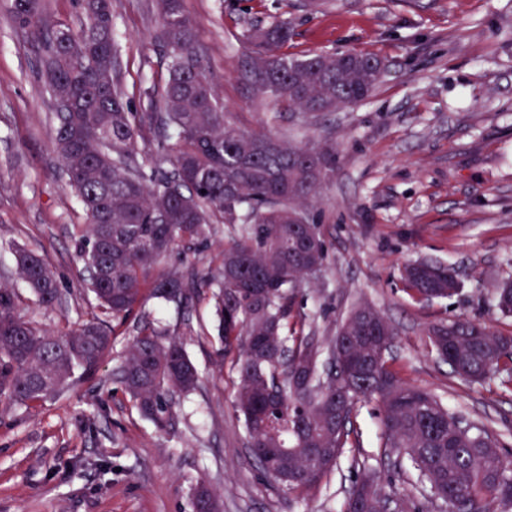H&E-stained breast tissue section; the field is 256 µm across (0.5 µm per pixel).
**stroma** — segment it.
I'll return each mask as SVG.
<instances>
[{"instance_id": "1", "label": "stroma", "mask_w": 512, "mask_h": 512, "mask_svg": "<svg viewBox=\"0 0 512 512\" xmlns=\"http://www.w3.org/2000/svg\"><path fill=\"white\" fill-rule=\"evenodd\" d=\"M183 0L198 22L195 50L227 118L293 144L324 142L336 168L310 207L329 264L302 285L295 310L304 335L328 343L356 306L383 315L396 336L390 366L438 396L451 412L498 434L512 452V385L467 384L431 350L434 323L472 320L512 332L495 290L512 276V0ZM117 48L113 81L131 108L160 97L167 60L156 0H112ZM290 21L284 51L353 50L385 61L365 101L312 116L254 98L242 77L252 26ZM39 49L0 0V282L22 292L21 314L64 333L98 310L78 278L75 240L86 212L67 184L55 144L54 106L38 73ZM42 255L63 305L39 306L14 273L11 246ZM425 260L452 265L451 297L419 301L402 270ZM159 335L185 333L202 382L177 397L169 431L140 416L115 378L135 323ZM112 348L94 376L26 409L0 402V512H189L205 481L223 512H341L355 460L373 469L393 512H438L414 471L385 455L376 399L353 418L357 447L314 487L284 490L264 477L233 401L237 375L219 365L220 342L206 300L191 311L144 292L129 320L111 323Z\"/></svg>"}]
</instances>
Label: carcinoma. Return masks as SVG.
<instances>
[{
  "label": "carcinoma",
  "instance_id": "obj_1",
  "mask_svg": "<svg viewBox=\"0 0 512 512\" xmlns=\"http://www.w3.org/2000/svg\"><path fill=\"white\" fill-rule=\"evenodd\" d=\"M89 26L80 33L49 16L43 0H13L16 25L40 46V69L53 101L55 144L69 186L88 224L79 238L83 283L100 312L125 321L143 287L167 302L181 294L189 305L210 290L224 342L219 359L238 374L235 407L260 472L289 491L318 485L353 447L350 425L357 403H380L386 448H396L448 512H490L512 505V459L486 428L451 413L430 392L401 381L388 365L395 332L369 306L342 321L349 329L354 384L322 379V349L297 332L288 288L322 273L328 251L320 225L306 207L336 165V152L319 144L291 145L266 131H243L224 118L212 81L194 50L197 22L182 0H158L159 40L167 58L164 112H133L112 81V0H83ZM290 27L275 21L246 34L255 50L244 76L255 98L280 109L329 114L369 98L386 74L376 56L339 52L323 59L282 52ZM149 132L175 139L174 169L131 164L138 139ZM232 235L220 265L203 273L154 274L177 248L209 236L213 219ZM15 273L38 304L61 303L62 292L45 258L12 246ZM448 266L417 261L404 279L426 301L455 294ZM21 296L0 284V399L32 407L62 392L76 372L95 373L112 346L103 320L53 336L18 312ZM437 357L464 382L483 383L512 373V334L456 321L428 330ZM139 414L159 430L172 419L177 394L195 391L200 376L181 338L161 339L143 327L116 373ZM388 495L374 474L360 470L343 512H386Z\"/></svg>",
  "mask_w": 512,
  "mask_h": 512
}]
</instances>
